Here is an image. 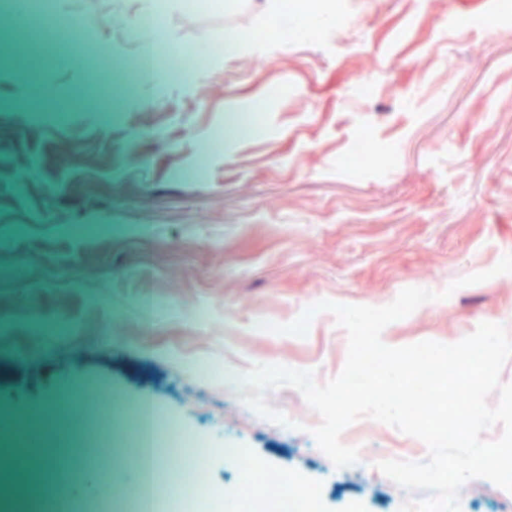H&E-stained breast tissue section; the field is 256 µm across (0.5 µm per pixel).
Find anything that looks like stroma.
Here are the masks:
<instances>
[{
	"instance_id": "35a3bbf8",
	"label": "stroma",
	"mask_w": 512,
	"mask_h": 512,
	"mask_svg": "<svg viewBox=\"0 0 512 512\" xmlns=\"http://www.w3.org/2000/svg\"><path fill=\"white\" fill-rule=\"evenodd\" d=\"M496 0H312L306 14L270 0H168L151 101L75 108L84 84L71 59L33 53L10 27L0 46V405L51 400L93 379L127 409L149 397L163 425L203 448L205 512L237 486L235 448L296 479L324 512H399L406 492L374 462L338 467L311 432L303 396L267 392L281 423L244 403L220 368L255 364L337 377L348 334L328 311L305 336L257 323L294 321L318 301L384 306L407 287L448 299L382 332L387 345L459 342L484 322L512 335V274L460 289L512 250V18L488 30ZM99 16L96 44L140 83L142 46L125 27L139 0H56ZM371 82L360 95L358 79ZM34 100L28 112L10 103ZM259 112L258 128L223 133ZM223 142H216V135ZM355 442L422 461L428 448L363 417ZM85 469L138 466L132 448H88ZM511 493L477 478L461 512H499Z\"/></svg>"
}]
</instances>
